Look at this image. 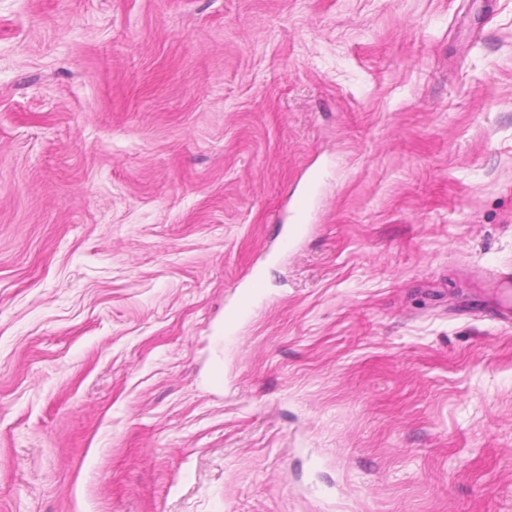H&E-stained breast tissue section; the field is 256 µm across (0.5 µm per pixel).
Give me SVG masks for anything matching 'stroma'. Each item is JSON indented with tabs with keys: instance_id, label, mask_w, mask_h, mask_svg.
Masks as SVG:
<instances>
[{
	"instance_id": "35a3bbf8",
	"label": "stroma",
	"mask_w": 512,
	"mask_h": 512,
	"mask_svg": "<svg viewBox=\"0 0 512 512\" xmlns=\"http://www.w3.org/2000/svg\"><path fill=\"white\" fill-rule=\"evenodd\" d=\"M497 272L512 0H0V512H512Z\"/></svg>"
}]
</instances>
